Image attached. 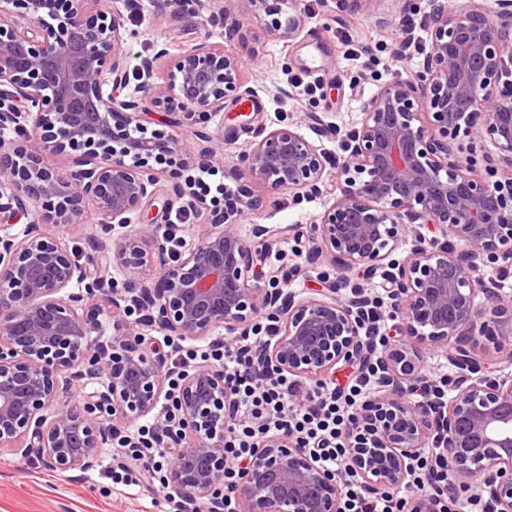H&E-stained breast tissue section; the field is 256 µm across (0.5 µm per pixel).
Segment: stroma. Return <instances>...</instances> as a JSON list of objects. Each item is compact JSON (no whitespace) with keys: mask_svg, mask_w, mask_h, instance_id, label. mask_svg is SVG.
Wrapping results in <instances>:
<instances>
[{"mask_svg":"<svg viewBox=\"0 0 512 512\" xmlns=\"http://www.w3.org/2000/svg\"><path fill=\"white\" fill-rule=\"evenodd\" d=\"M126 27L139 36L124 47L129 70H136L141 59L153 55L159 42L179 49L204 37L223 43L244 67L253 89L257 107L252 112L256 123L276 128L296 123L299 133L323 152L339 150L335 136L317 135L308 118L316 113L325 123L352 127L360 118V109L379 83L389 75L380 66L369 68L356 60L342 59L336 47L337 31L347 32L355 40H368L381 63L392 54L398 20L406 13L403 0H306L308 19L304 33L290 44L274 40L267 29L268 16L249 10L242 0L231 5L242 24L243 33L225 37L221 28L203 25L200 18L175 14L171 0H138L137 9H129L127 0H112ZM297 75L304 84H320V95L310 96L295 90L290 97L276 96V87L285 85L288 74ZM238 120L223 112L209 125L213 134L230 135L231 140L217 149L212 163L214 174L207 183L217 187L224 182L234 155L245 149L251 136L239 131ZM256 194L266 197L260 215L242 220L239 230L252 237L255 225L267 227L277 240L272 254L262 264L264 272L276 270L282 263H297L299 245L288 234L291 224H311L323 211L324 198H294L291 195L265 194L255 185ZM55 234L78 255H85L96 237L119 238L122 227L112 229L89 221L55 227ZM124 449L105 446L98 465L89 471H59L37 456H21L0 451V512H171L165 491L149 481L136 485L113 484L106 470L125 461Z\"/></svg>","mask_w":512,"mask_h":512,"instance_id":"1","label":"stroma"}]
</instances>
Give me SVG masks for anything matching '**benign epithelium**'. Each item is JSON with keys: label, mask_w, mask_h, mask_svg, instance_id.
Returning a JSON list of instances; mask_svg holds the SVG:
<instances>
[{"label": "benign epithelium", "mask_w": 512, "mask_h": 512, "mask_svg": "<svg viewBox=\"0 0 512 512\" xmlns=\"http://www.w3.org/2000/svg\"><path fill=\"white\" fill-rule=\"evenodd\" d=\"M244 2L272 16L277 41L288 44L305 27L300 0ZM173 4L229 35L241 30L224 6L205 16L204 0ZM137 36L104 0H0V220L33 215L20 236L0 228V449L89 471L120 434L111 417L150 415L168 435L166 485L206 512H224V429L234 404L224 371L150 357L142 330L207 338L219 351L269 319L276 339L250 350L258 372L318 378L357 364L377 380L345 433L348 469L364 489L390 497L412 484L440 433L445 449L435 461L448 480L415 512L462 493L476 512H512V295L490 287L512 277V172L479 164L478 154L489 141L512 158V88L501 85L512 23L488 15L480 0L433 9L422 69L377 86L343 155L328 157L292 124L258 127L228 171L235 187H225L222 207L183 173L209 164L208 127L226 107L250 124L238 108L253 95L242 63L219 42L199 40L175 55L163 42L124 95L123 46ZM164 57L170 72L159 85L154 63ZM150 113L166 114L168 129H148ZM184 126L199 145L183 146ZM11 130L22 139L5 138ZM185 151L178 168L156 167ZM49 154L64 166L49 165ZM164 177L173 197L163 209L178 201L206 214L186 250L171 246L179 225L138 224L116 242L95 240L81 261L50 231L90 213L124 224ZM252 180L272 194L329 195L308 228L288 232L322 261L327 281L361 269L381 277L393 321L382 347L361 336L365 312L379 317L373 299L258 284L255 250L238 230L264 206ZM99 297L141 317L104 342ZM474 336L492 337L500 357H474L466 346ZM429 347L448 352L455 372L446 388L429 391L431 405L417 407L408 393L423 381ZM62 373L99 388L61 406ZM233 496L238 512H343L344 490L316 453L278 435L259 443Z\"/></svg>", "instance_id": "7a95c632"}]
</instances>
